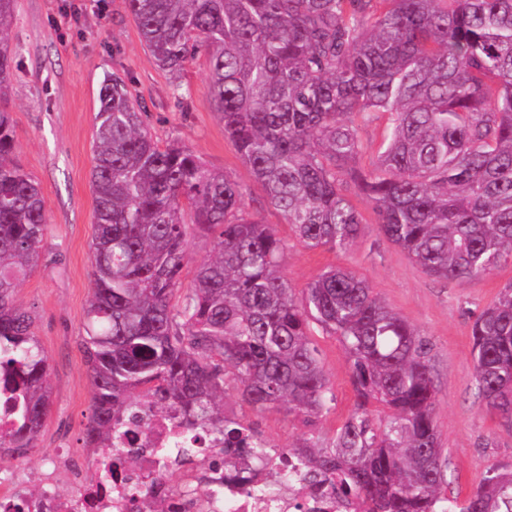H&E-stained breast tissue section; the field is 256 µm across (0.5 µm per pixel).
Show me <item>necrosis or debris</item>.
<instances>
[{
	"instance_id": "obj_1",
	"label": "necrosis or debris",
	"mask_w": 512,
	"mask_h": 512,
	"mask_svg": "<svg viewBox=\"0 0 512 512\" xmlns=\"http://www.w3.org/2000/svg\"><path fill=\"white\" fill-rule=\"evenodd\" d=\"M136 415L98 451L110 472L79 480L69 496L44 483L42 508L28 512H135L144 494L169 512H362L337 494L334 480L307 481L294 450L254 428L228 454L223 437L188 433L180 416L143 407Z\"/></svg>"
}]
</instances>
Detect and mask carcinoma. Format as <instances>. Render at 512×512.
<instances>
[{"label":"carcinoma","mask_w":512,"mask_h":512,"mask_svg":"<svg viewBox=\"0 0 512 512\" xmlns=\"http://www.w3.org/2000/svg\"><path fill=\"white\" fill-rule=\"evenodd\" d=\"M16 0H0V96L14 57ZM156 65L179 78L208 63L213 109L268 202L309 249H344L362 214L427 275L467 281L512 262V0H127ZM91 245L93 288L82 347L94 395L86 448L112 447L141 399L232 446L243 423L224 394L308 425L335 395L309 337L336 336L355 404L329 441L298 448L304 474L334 476L367 512H512V471L491 468L465 499L444 501L429 347L352 272L331 267L296 295L286 248L246 211L241 187L188 147L162 144L126 82L99 91ZM379 112L388 135L369 171L351 117ZM190 221H185V213ZM212 257L182 288L193 228ZM49 231L47 201L15 158L0 106V375L13 457L35 447L50 407L48 358L20 283ZM473 380L512 426V284L475 318ZM390 410L385 418L370 408Z\"/></svg>","instance_id":"obj_1"}]
</instances>
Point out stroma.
<instances>
[{
	"label": "stroma",
	"instance_id": "obj_1",
	"mask_svg": "<svg viewBox=\"0 0 512 512\" xmlns=\"http://www.w3.org/2000/svg\"><path fill=\"white\" fill-rule=\"evenodd\" d=\"M12 48L8 106L16 160L39 183L50 222L38 264L17 295L34 317L52 387L50 413L35 447L23 457L0 459V468L20 474L19 490L37 489V472L45 470L52 449L61 448L65 455L52 477L59 493L70 494L67 468H83L92 456L82 443L92 385L81 340L92 288L94 124L99 90L110 74L123 78L133 99L146 105L158 140H178L239 184L249 212L285 243L284 274L293 288H305L327 268L349 269L429 340L437 387L434 415L448 462L446 497L465 498L489 468L512 469V427L476 395L471 336L475 316L512 283V263L471 281L432 278L382 234L356 194L351 200L364 223L351 245L340 251L306 248L267 202L225 134L211 104L205 57L186 63L185 99L176 101L172 78L145 49L126 0H17ZM310 338L336 396L327 415L307 425L281 410L255 412L230 392L224 397L225 417L253 422L290 448L314 437L331 438L355 401L347 354L337 337L318 325H311Z\"/></svg>",
	"mask_w": 512,
	"mask_h": 512
}]
</instances>
